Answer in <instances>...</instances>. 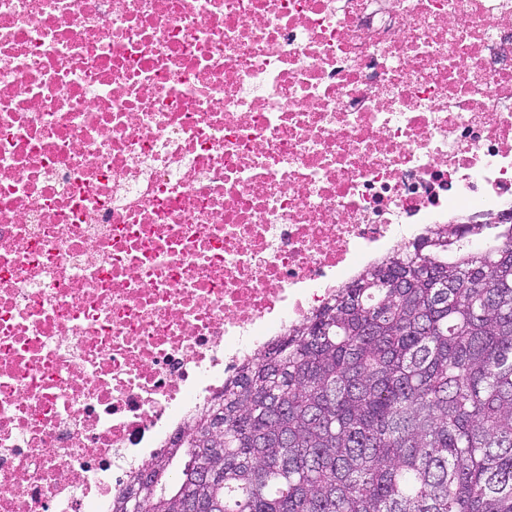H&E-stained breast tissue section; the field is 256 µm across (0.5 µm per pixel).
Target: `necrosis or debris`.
<instances>
[{
	"mask_svg": "<svg viewBox=\"0 0 512 512\" xmlns=\"http://www.w3.org/2000/svg\"><path fill=\"white\" fill-rule=\"evenodd\" d=\"M512 216V0H0V512H112L225 378Z\"/></svg>",
	"mask_w": 512,
	"mask_h": 512,
	"instance_id": "necrosis-or-debris-1",
	"label": "necrosis or debris"
}]
</instances>
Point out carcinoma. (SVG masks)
Returning <instances> with one entry per match:
<instances>
[{
    "mask_svg": "<svg viewBox=\"0 0 512 512\" xmlns=\"http://www.w3.org/2000/svg\"><path fill=\"white\" fill-rule=\"evenodd\" d=\"M127 491L112 512H512V217L363 270Z\"/></svg>",
    "mask_w": 512,
    "mask_h": 512,
    "instance_id": "1",
    "label": "carcinoma"
}]
</instances>
